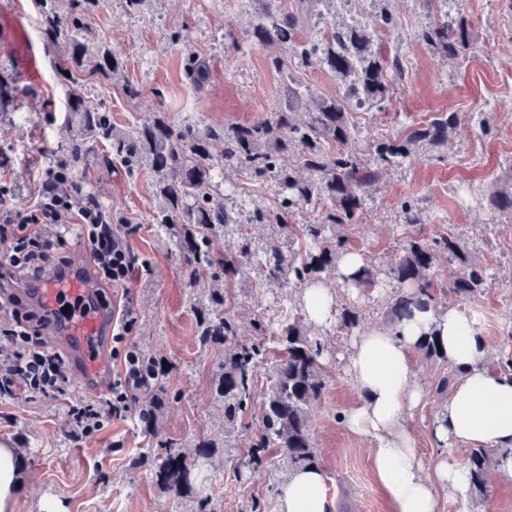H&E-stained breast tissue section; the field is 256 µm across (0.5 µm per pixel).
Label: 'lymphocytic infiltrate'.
Instances as JSON below:
<instances>
[{
	"instance_id": "f902f5d3",
	"label": "lymphocytic infiltrate",
	"mask_w": 512,
	"mask_h": 512,
	"mask_svg": "<svg viewBox=\"0 0 512 512\" xmlns=\"http://www.w3.org/2000/svg\"><path fill=\"white\" fill-rule=\"evenodd\" d=\"M64 179L60 168L43 171L41 190L25 213L0 200V244L7 248L0 257V280L18 274L34 281L51 271L65 274L67 264L59 251L72 235L89 257L97 280L109 287H126L136 273L129 249L111 225L105 224L100 208L84 203L79 193L62 191ZM45 224L57 225L55 236L42 233ZM132 323V307L124 305L112 334L113 343L123 351L122 370L113 378L107 397L69 406L68 423L74 434L91 436L102 429L105 420L125 416L140 394L150 391L163 376L159 362L144 358L128 343ZM69 387L62 359L31 334L25 318H15L11 328L0 331V395L19 388L29 400L37 401L64 395Z\"/></svg>"
}]
</instances>
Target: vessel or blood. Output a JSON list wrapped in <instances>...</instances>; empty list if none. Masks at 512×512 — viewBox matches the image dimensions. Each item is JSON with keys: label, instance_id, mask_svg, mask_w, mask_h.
Masks as SVG:
<instances>
[{"label": "vessel or blood", "instance_id": "vessel-or-blood-1", "mask_svg": "<svg viewBox=\"0 0 512 512\" xmlns=\"http://www.w3.org/2000/svg\"><path fill=\"white\" fill-rule=\"evenodd\" d=\"M0 42L19 48L18 64L29 76L38 69L39 56L26 45L19 24L0 28ZM36 299L45 310L57 313L59 339L69 352L72 371L84 390L101 393L112 376L107 338L112 327V313L97 302L95 281L89 264L79 266L76 273L41 281Z\"/></svg>", "mask_w": 512, "mask_h": 512}]
</instances>
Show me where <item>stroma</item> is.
<instances>
[{
	"label": "stroma",
	"instance_id": "1",
	"mask_svg": "<svg viewBox=\"0 0 512 512\" xmlns=\"http://www.w3.org/2000/svg\"><path fill=\"white\" fill-rule=\"evenodd\" d=\"M15 11L26 39L42 60V76L33 80L17 66L12 51L0 45V187H7L18 207H25L38 190V174L66 157L70 132L64 116L68 89L55 64L66 57V44L46 48L35 0H16ZM393 27H385L381 12ZM262 13L259 0H100L86 15L89 36L103 41L125 64V78L142 94L129 99L121 85L87 76L77 89L86 100L109 112L113 125L125 128L144 122L154 112L176 120L212 125H245L263 118L287 102L285 89L293 82L303 89L299 112H307L312 97L331 98L343 90L336 73L297 64L287 45L254 47L252 30ZM465 18L471 32L466 60L445 57L418 39L423 26ZM368 24L375 49L400 55L405 79L383 110H352L357 129L348 143L364 164L374 162L372 142L393 137L415 122L454 112L458 121L446 145L416 149L405 163L385 169L365 197L357 223L342 233L367 267L379 277L371 288H354L331 279L333 309L355 308L358 328L341 327L337 319L307 325L310 336L324 346L328 387L313 411L309 427L326 476V491L334 512H394L379 483L370 439L349 428L346 413L360 400L348 372V356L359 330L395 323L389 312L396 283L381 274L395 263L404 242L451 232L457 235L487 279L480 293L463 300L448 290L459 274L456 262L439 260L433 270L434 302L472 316L487 352L486 364L500 370L512 358V222H499L467 206L468 191L512 185V41L499 33L512 28V0H322L295 34L296 40L319 39L327 25L354 20ZM195 53L209 65V79L196 90L184 74V59ZM281 58L286 70L272 66ZM490 111L492 130L482 134L472 115ZM224 146L214 143L210 163L221 193L233 194L239 220L259 244L279 242L302 250L301 234L281 235L273 224L250 221L254 208L279 207V187L273 179L256 181L243 168L221 164ZM98 148L79 168L85 190L93 192L112 214V229L124 236L135 260L136 275L129 293L100 288L102 303L116 306L131 296L135 322L129 340L150 359L167 362L169 375L143 394V402L158 401L162 410L154 426L139 417L140 404L125 417L105 422L94 435H74L67 422L69 403L85 400L80 387L57 400L28 401L24 396H0V443L16 448L25 474L23 489L11 512H250L261 501L265 512H278L281 488L292 470L276 449H268L262 464L238 466L260 424L262 399L237 422L224 421V407L215 380L224 358L223 347L199 341L198 311L206 302L207 282H191L172 236L152 222L156 199L153 177L143 172L129 178L119 161H107ZM413 201L423 214L422 227L399 222L403 201ZM231 306L239 321L242 343L258 341V319L298 304L302 288H289L267 273L247 270L230 288ZM411 366L424 391L421 405L408 420L425 475H433L443 460H463L458 449L438 447L434 425L448 398L438 388L450 366L440 357L414 349ZM166 440L185 459L191 487L176 490L156 475L153 446ZM207 444L208 457L196 455ZM441 512H512V477L496 469L487 472L483 491H471L468 503L440 496Z\"/></svg>",
	"mask_w": 512,
	"mask_h": 512
}]
</instances>
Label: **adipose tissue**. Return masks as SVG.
<instances>
[{
  "mask_svg": "<svg viewBox=\"0 0 512 512\" xmlns=\"http://www.w3.org/2000/svg\"><path fill=\"white\" fill-rule=\"evenodd\" d=\"M430 334L448 362L462 370L433 430L436 441L444 447L496 450V468L512 476V376L485 365L486 350L465 312L431 306L393 327L359 333L349 357L348 370L361 401L345 420L373 442L375 471L394 512H440L437 485L447 486L449 496L461 501L471 487L468 469L458 462L440 463L434 477H425L406 424L424 397L409 353ZM279 512H333L323 471L308 467L292 472Z\"/></svg>",
  "mask_w": 512,
  "mask_h": 512,
  "instance_id": "obj_1",
  "label": "adipose tissue"
}]
</instances>
